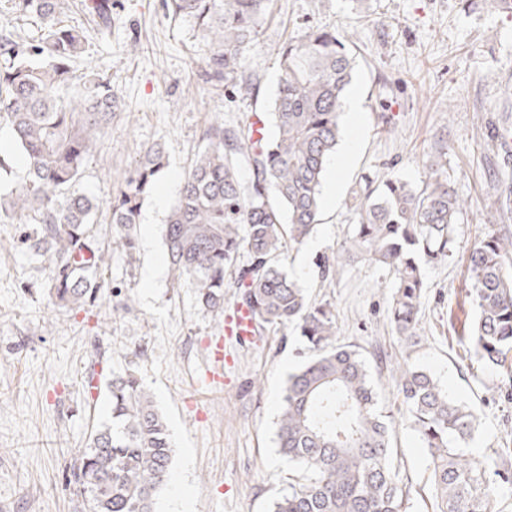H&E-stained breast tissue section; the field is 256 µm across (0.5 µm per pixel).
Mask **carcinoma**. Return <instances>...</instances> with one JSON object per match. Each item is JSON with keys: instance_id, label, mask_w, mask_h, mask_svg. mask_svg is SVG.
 I'll list each match as a JSON object with an SVG mask.
<instances>
[{"instance_id": "obj_1", "label": "carcinoma", "mask_w": 512, "mask_h": 512, "mask_svg": "<svg viewBox=\"0 0 512 512\" xmlns=\"http://www.w3.org/2000/svg\"><path fill=\"white\" fill-rule=\"evenodd\" d=\"M17 19L37 26L29 43L0 32V118L10 127L28 183L0 194V216L31 224L21 243L43 258L48 294L59 308L97 300L108 252L94 244L99 205L75 190L84 166L120 111L110 82L94 71L68 92L72 64L85 52V31L63 23L65 0H14ZM102 34L112 29V0H88ZM175 18L194 20L204 46L206 82L237 84L241 54L255 45L266 0H169ZM281 76L262 138L253 128L216 122L203 132L197 155L163 229L173 283L196 289L199 302L224 310V289H237L255 334L292 328L304 340L298 368L288 374L276 422V448L300 482L270 512H409L413 485L399 475L393 438L397 422L383 414L358 350L336 344L332 303L313 300L281 264L287 245L303 243L319 224L321 185L340 138V114L353 57L336 35L311 31L284 43ZM245 161L249 179L241 176ZM168 158L161 144L146 149L107 201L119 227L112 248L130 251L137 224ZM420 189L399 178L355 196L358 223L336 256L320 264L321 278L357 263L391 276L388 318L407 351L393 370L407 423L418 435L431 470L432 512H495L512 491V451L468 447L477 429L470 405L448 395L413 357L430 267L452 256L462 200L448 182L447 162L427 159ZM250 261L239 264L241 252ZM467 279L477 316L470 345L477 361L504 367L512 355V238L491 234L474 245ZM112 423L92 427L77 451L71 476L89 512H158L171 478L173 448L164 417L140 379L108 382Z\"/></svg>"}]
</instances>
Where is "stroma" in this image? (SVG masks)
<instances>
[{"label": "stroma", "instance_id": "1", "mask_svg": "<svg viewBox=\"0 0 512 512\" xmlns=\"http://www.w3.org/2000/svg\"><path fill=\"white\" fill-rule=\"evenodd\" d=\"M269 0L255 46L240 60L255 83L246 95L204 80L202 42L193 22L175 18L163 0H112V32L98 33L84 0H67L63 19L83 28L85 53L74 74L94 70L122 104L77 185L108 200L153 144L169 164L158 193L143 203L133 253L112 247L105 210L93 226L111 252L104 288L91 306L54 307L48 271L18 240L24 225L0 220V512H88L71 480L74 453L92 427L108 421L105 395L88 398L89 341L99 337L104 379L135 371L165 417L173 445L172 480L158 512H270L289 491L287 463L275 448V422L300 337L271 328L248 343L224 331L236 309L204 308L194 289L175 287L163 225L214 120L239 127L267 112L280 77L278 48L310 30L357 33L348 88L358 116L342 114L336 184L322 200L321 222L283 262L313 297L336 310L337 340L356 346L371 370L400 359L405 347L388 321L384 272L367 264L324 285L317 266L335 254L358 215L352 193L393 176L422 187L426 155L445 154L448 181L467 202L454 226L453 256L428 269L418 334L421 365L448 393L472 404L479 422L470 446L512 448V375L469 359L475 306L466 281L469 251L490 233L512 234V13L491 0ZM401 476L417 489L410 512H428L429 463L417 435L397 434Z\"/></svg>", "mask_w": 512, "mask_h": 512}]
</instances>
